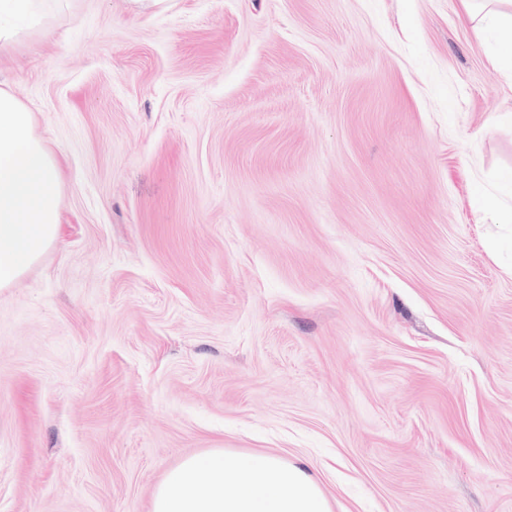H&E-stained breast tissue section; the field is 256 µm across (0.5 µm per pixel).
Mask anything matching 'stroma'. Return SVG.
I'll return each instance as SVG.
<instances>
[{"instance_id": "stroma-1", "label": "stroma", "mask_w": 512, "mask_h": 512, "mask_svg": "<svg viewBox=\"0 0 512 512\" xmlns=\"http://www.w3.org/2000/svg\"><path fill=\"white\" fill-rule=\"evenodd\" d=\"M0 85L61 234L0 291V512H151L184 457L332 512H512V70L461 0H45Z\"/></svg>"}]
</instances>
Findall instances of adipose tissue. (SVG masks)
I'll list each match as a JSON object with an SVG mask.
<instances>
[{"label": "adipose tissue", "instance_id": "ef3b65f1", "mask_svg": "<svg viewBox=\"0 0 512 512\" xmlns=\"http://www.w3.org/2000/svg\"><path fill=\"white\" fill-rule=\"evenodd\" d=\"M43 0H0V53L38 23ZM478 33H497L512 68V0H462ZM59 155L26 107L0 88V290L13 286L61 232ZM151 512H331L305 465L265 452L217 448L186 456L155 488Z\"/></svg>", "mask_w": 512, "mask_h": 512}]
</instances>
